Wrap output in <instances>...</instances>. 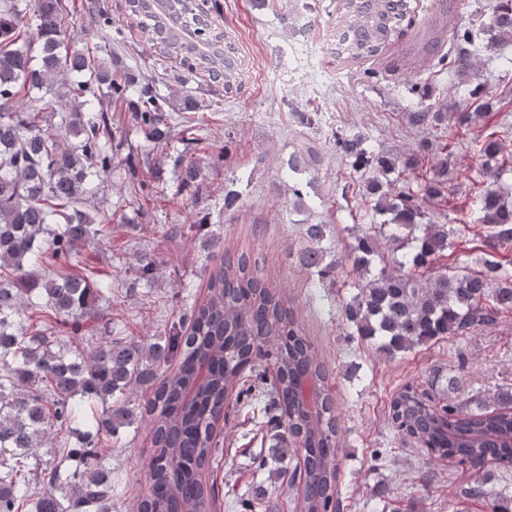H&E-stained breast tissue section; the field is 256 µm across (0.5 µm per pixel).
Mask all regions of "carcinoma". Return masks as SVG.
Instances as JSON below:
<instances>
[{
	"mask_svg": "<svg viewBox=\"0 0 512 512\" xmlns=\"http://www.w3.org/2000/svg\"><path fill=\"white\" fill-rule=\"evenodd\" d=\"M345 29L347 58L377 57L393 45L410 16V0H338ZM321 0H288L281 15L287 29L299 10L316 11ZM130 27L154 42L157 20L129 12ZM69 0H3L0 6V512H112V469L106 448L134 424L150 425L147 469L150 483L135 512H199L216 501V486L206 470L222 452L216 423L231 434L247 408L271 401L280 410L282 431L271 457H255L262 470L272 459L300 449L291 482L301 485L299 512H340L339 418L330 390L331 373L304 335L282 289L272 286L252 253L224 251L208 280L209 295L185 308L165 325L163 334L136 342L112 335V321L100 335H90L86 320L101 317L98 300L112 297V283L99 288L65 270L80 262L90 245L111 248L106 218L75 216L68 209L88 194L90 175L112 176V104L126 103L136 127L158 144L174 137L167 121L166 97L133 100L140 75L114 69L73 49L79 36ZM448 67L465 76L481 57L512 43V0H498L489 22L479 29L454 24ZM202 28L193 31L195 58L162 53L179 60L182 85L211 72L201 47ZM46 89L53 99L40 108L21 92ZM57 128L78 137L70 142L47 127L46 110ZM416 126L433 128L448 113L418 103L410 114ZM186 148L175 157L177 194L195 200L197 146L201 139L182 137ZM339 151L353 168L373 176L359 191L374 210L391 215L356 237L348 254L329 257L319 246L328 224H306L313 245L298 255V265L317 276L318 287L333 286L340 267L349 264L364 278L341 309L353 335L379 344L387 356L435 339L462 336L512 313V185L500 181L493 165L500 138L479 142L481 173L488 186L480 195V223L488 225L490 257L470 272L450 262L448 240L460 229L449 224L418 223L420 202L450 193L448 171L455 152L443 147L432 174L421 173L425 154L417 151L391 159L377 155L363 133L337 138ZM162 166L165 158L140 161L128 153L126 172L136 194L149 199L153 182L139 177L143 164ZM397 168L403 185L379 179ZM164 233H209L206 218L196 224H164ZM422 229V235L414 231ZM135 280L153 281V261L141 255ZM63 319L66 337L51 319ZM512 390L491 401L473 399L435 403L433 384L408 381L387 402L388 421L396 434L441 459H457L473 470L462 497L488 508L512 512V495L493 494L484 468L512 469ZM57 434L59 461L41 469L31 462L36 450Z\"/></svg>",
	"mask_w": 512,
	"mask_h": 512,
	"instance_id": "1",
	"label": "carcinoma"
}]
</instances>
